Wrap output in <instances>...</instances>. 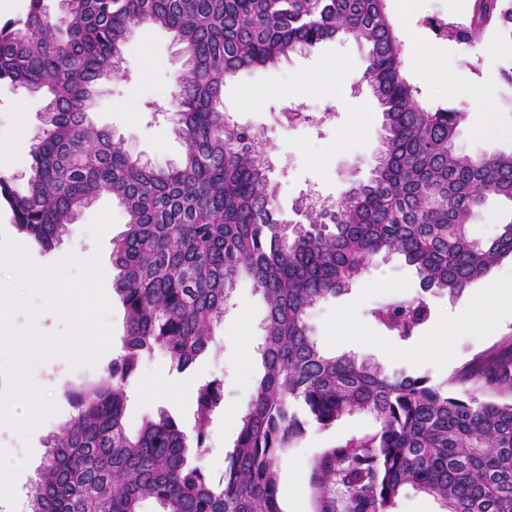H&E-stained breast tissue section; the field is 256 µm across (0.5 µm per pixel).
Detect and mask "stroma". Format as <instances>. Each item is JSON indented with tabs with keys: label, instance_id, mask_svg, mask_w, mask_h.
I'll return each mask as SVG.
<instances>
[{
	"label": "stroma",
	"instance_id": "obj_1",
	"mask_svg": "<svg viewBox=\"0 0 512 512\" xmlns=\"http://www.w3.org/2000/svg\"><path fill=\"white\" fill-rule=\"evenodd\" d=\"M449 64L459 81L482 82L491 86L495 108L494 120L499 134L483 135L482 113L472 111L465 98H450L435 89L418 90L417 101L426 108L454 106L465 110L455 139L457 150L493 153L512 149V86L506 84L501 71L512 66V43L494 35L467 45L452 39L442 40ZM366 45L353 37L341 36L309 50L291 55L279 66L243 72L226 79L224 109L236 125L263 132L271 145L272 176L281 184L283 208H290L295 197L308 193L323 201H335L354 179L367 178L370 164L379 147L381 124L379 106L362 75L366 66ZM494 56V68L485 65ZM184 62L173 35L152 26L136 27L123 49L120 76L100 81L91 117L97 126L112 131L125 146L153 166L166 168L181 162L185 147L175 136L173 125L163 116L153 114L149 102L170 104L175 79ZM345 67L339 89L318 88L304 99L285 93L284 83H296L311 73L332 67ZM257 93L254 105L243 102L245 92ZM303 101L307 113L324 116L323 124L302 120L289 122L284 117L296 101ZM47 99L7 82L0 83V137L11 140L9 158H0V173L23 181L32 163L31 149L40 131ZM111 208L115 225L95 241L88 227L103 208ZM126 215L118 200L101 195L82 209L70 224L60 244L53 250L29 248L31 261L40 266L59 263L68 255L88 258L100 255L107 273L105 290L111 291L116 275L112 268V241L125 229ZM396 280L400 289L387 288V280ZM484 281L474 283L456 302L447 296L429 297L432 314L425 327L406 342L399 340L373 317L375 309L420 292L414 269L399 257L376 258L373 266L345 295L332 298L313 308L308 321L321 348L336 354L348 353L357 359L371 360L387 370H403L413 376L430 377L432 383L444 384L471 365L476 356L512 338V306L478 314V328H457L453 321L464 308L481 298ZM112 346L95 363H72L67 357L54 355L40 362L31 373L35 386L45 391L55 407L53 413L22 436L8 425H0V459L19 460L12 473L13 495L0 502V512H28V492L43 464L48 435L60 432L74 413L66 391L71 386L97 379L111 363L115 349L121 348L125 332V310L118 298H110ZM265 303L243 282L233 296V305L225 313L215 334L218 351L201 356L185 372L172 370L169 360L157 355L144 360L131 378L126 422L137 431L146 416L165 409L184 425L193 423V394L199 382L219 379L224 383V410L218 413L209 429L201 460L212 477L224 471V458L231 452L237 436V423L229 411L243 412L251 398L250 384L261 372L259 324ZM450 328L447 344L436 341L440 329ZM155 372L181 383L183 390L170 395L149 386L147 379ZM378 424L366 412L341 418L329 429L309 426L305 436L282 459L280 492L284 512H319L320 501L312 485L313 464L326 449L353 437L374 433Z\"/></svg>",
	"mask_w": 512,
	"mask_h": 512
}]
</instances>
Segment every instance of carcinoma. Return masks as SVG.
Wrapping results in <instances>:
<instances>
[{
  "instance_id": "obj_1",
  "label": "carcinoma",
  "mask_w": 512,
  "mask_h": 512,
  "mask_svg": "<svg viewBox=\"0 0 512 512\" xmlns=\"http://www.w3.org/2000/svg\"><path fill=\"white\" fill-rule=\"evenodd\" d=\"M43 2L29 0L25 15L0 24V82L50 95L28 176L1 174L0 203L22 238L48 251L101 194L121 202L128 221L112 240V266L126 334L105 373L70 391L77 413L46 442L29 512H142L147 500L159 512H284L283 453L307 425L330 428L356 412L372 414L379 429L318 457L321 512H393L410 488L444 512H512V401L328 354L307 321L378 255L403 258L423 292L452 300L512 259V219L487 242L470 232L489 199L512 203V151L457 152L465 112L416 100L386 0H59L54 15ZM140 25L172 32L185 57L172 121L186 151L167 169L89 117L96 85L120 73ZM436 29L464 44L488 31L512 40V0H475L469 23ZM340 35L369 46L363 80L380 108L381 148L367 179L332 204L301 194L292 205L299 219H286L270 147L230 123L224 81ZM241 279L267 305L257 348L264 374L215 480L187 454L192 443L203 448L224 409L223 382L197 387L192 429L161 409L134 433L126 385L157 353L181 373L215 348ZM430 316L421 296L375 312L401 341ZM480 362L482 392L512 397V347Z\"/></svg>"
}]
</instances>
